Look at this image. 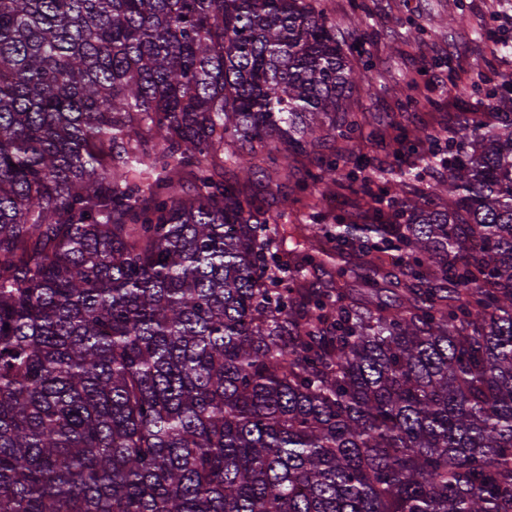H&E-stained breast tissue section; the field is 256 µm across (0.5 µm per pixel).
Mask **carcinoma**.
<instances>
[{"instance_id":"cac0c4a2","label":"carcinoma","mask_w":512,"mask_h":512,"mask_svg":"<svg viewBox=\"0 0 512 512\" xmlns=\"http://www.w3.org/2000/svg\"><path fill=\"white\" fill-rule=\"evenodd\" d=\"M345 46L321 0H0V512H512V96L422 188L425 128L336 149Z\"/></svg>"}]
</instances>
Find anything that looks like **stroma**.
<instances>
[{"label": "stroma", "instance_id": "1", "mask_svg": "<svg viewBox=\"0 0 512 512\" xmlns=\"http://www.w3.org/2000/svg\"><path fill=\"white\" fill-rule=\"evenodd\" d=\"M358 64L370 67L375 94L362 97L367 122L348 145L383 158L380 137L396 124H456L512 70V0H325ZM367 23L357 26V8Z\"/></svg>", "mask_w": 512, "mask_h": 512}]
</instances>
